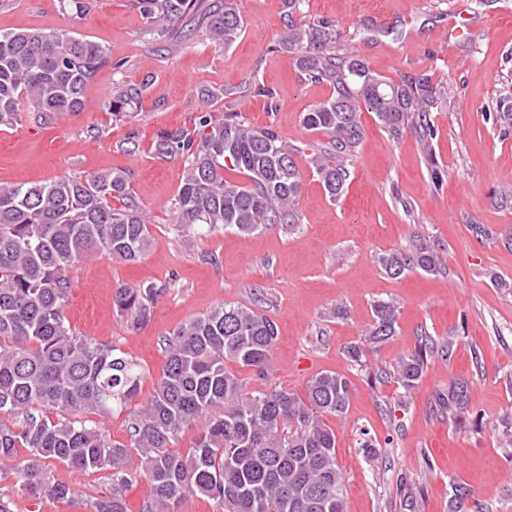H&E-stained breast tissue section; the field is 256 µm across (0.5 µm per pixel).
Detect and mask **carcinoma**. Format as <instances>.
Masks as SVG:
<instances>
[{"instance_id":"1","label":"carcinoma","mask_w":512,"mask_h":512,"mask_svg":"<svg viewBox=\"0 0 512 512\" xmlns=\"http://www.w3.org/2000/svg\"><path fill=\"white\" fill-rule=\"evenodd\" d=\"M303 3L284 0L286 31L277 48L305 80L330 87L302 124L328 137L306 162L336 198L345 191L348 164L363 136L362 109L394 133L412 121L426 145L434 136L430 112L446 90L426 73L401 83L377 75L360 56L337 48L330 22L298 23ZM138 4L146 31L161 42L183 18L190 20L183 37L190 40L201 30L226 49L244 30L237 0ZM107 65L118 73L124 67L112 62L105 46L75 32H0V124H13L25 111L47 124L83 111L88 84ZM148 88L146 78L115 81L107 110L115 118L131 116ZM510 101L512 96L500 99L493 116L506 133L512 129ZM152 148L159 158L183 160L175 206L184 236L220 229L246 236L271 224L298 223L300 150L273 128L255 126L238 112L205 111L190 126L158 130ZM150 247L148 217L125 170L0 184V416L15 417L9 425L0 421V466L13 475V487L32 501L45 495L72 500L75 489L56 482L49 467L62 462L85 472H112V492L95 499L91 512H128L124 490L142 477L150 487L145 512H176L189 497L213 502L217 512H346L336 432L325 419L347 413L351 381L324 371L311 377L303 396L269 384L247 390V378L227 363L267 382L278 338L277 324L250 307L219 304L165 338L162 373L151 398L134 413L127 440L112 439L99 422L74 418H105L130 405L141 371L127 353L72 334L65 316L68 272L93 255L137 262ZM380 264L393 278L443 269L438 249L428 244L385 253ZM165 289L152 282L122 285L113 291V309L146 325ZM398 314L394 301H375L364 342L346 346L347 359L362 365L367 346L395 335ZM454 345L451 337L423 339L398 363L394 377L405 391L413 390L427 361L451 359ZM435 399L449 421H469V382L451 381ZM202 419L193 447L171 448L179 432ZM131 451L141 460L134 472L125 468ZM450 488L448 512H473L472 491L460 483Z\"/></svg>"}]
</instances>
